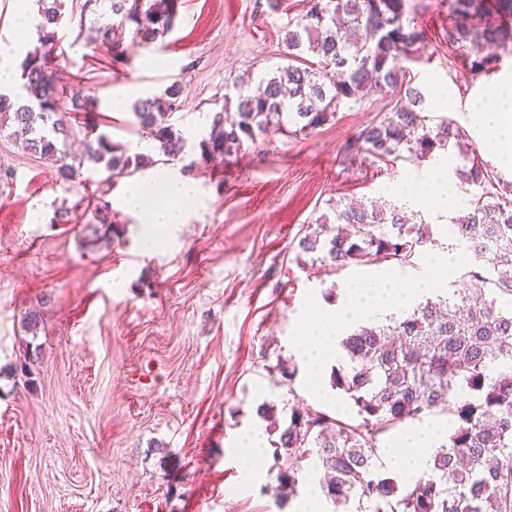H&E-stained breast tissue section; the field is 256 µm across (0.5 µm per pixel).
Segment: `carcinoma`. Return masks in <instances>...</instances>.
<instances>
[{
	"label": "carcinoma",
	"mask_w": 512,
	"mask_h": 512,
	"mask_svg": "<svg viewBox=\"0 0 512 512\" xmlns=\"http://www.w3.org/2000/svg\"><path fill=\"white\" fill-rule=\"evenodd\" d=\"M120 26L151 43L174 26L179 0H107ZM62 0H43L40 45L20 64L21 93L0 91V123L12 122L24 147L56 161L55 180L66 186L89 162L112 177L131 176L146 165L105 132L86 140L70 158L72 134L63 112H90L92 102L59 83L53 71L54 43L63 18ZM410 0H307V10L288 21L284 43L288 64L260 78L258 90L233 83L236 99L224 96L226 119L215 114L200 136L201 160L230 158L247 144H263L288 126L304 133L322 126L341 105L376 89L399 92L393 108L365 126L347 152L371 162L402 156L421 161L455 147L462 151L461 174L474 187L466 212L452 233L471 251L466 273L472 287L418 304L401 320L359 325L340 341L348 366L332 371V386L344 392L362 422L343 424L322 412L296 408L282 429L274 455L276 497L298 493L300 462H312L332 503H358L356 512H512V181L504 180L477 153L460 125H428L424 93L412 85L402 62L425 48V29L411 17ZM448 48L473 76L488 75L502 55L512 54V0H448ZM181 86L137 100L134 123L159 143L171 161L186 139L170 118ZM334 218L302 228L297 248L338 268L381 258L412 263L434 242L430 225L408 224L400 207L372 201L332 207ZM95 245L117 235L112 224H90ZM494 252L485 251V243ZM434 410L455 417L447 443L437 448L432 474L406 490L394 477H372L378 435Z\"/></svg>",
	"instance_id": "1"
}]
</instances>
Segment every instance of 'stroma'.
I'll return each mask as SVG.
<instances>
[{
	"mask_svg": "<svg viewBox=\"0 0 512 512\" xmlns=\"http://www.w3.org/2000/svg\"><path fill=\"white\" fill-rule=\"evenodd\" d=\"M83 2L63 0L57 74L96 100L101 131L131 144L141 139L134 102L180 81L173 123L184 151L137 177L175 171L196 181L198 195L185 223L165 227L164 245L148 250L142 215L122 205L135 177L112 184L100 167L59 185L49 160L0 131V512H296L310 485L279 502V434L256 408L274 405L283 425L294 406L360 423L329 379L312 390L296 339L304 322L345 304L347 285L389 267L313 263L297 249L302 226L340 199L390 201L431 226L432 243L401 268L417 280L435 251L447 249L456 212L400 194L424 163L348 158L347 145L395 103L390 89L342 105L311 133L279 134L223 164H200L198 140L224 107L227 81L286 65L284 34L307 0H283L269 18L255 15L254 0H180L164 38L144 44L123 31L122 62L94 39V27L111 19L108 5L86 12ZM413 3L429 40L418 61L405 64L412 83L432 121L472 130L476 108L512 82V57L495 73L468 75L445 40L446 0ZM20 6L0 0V43H12L19 25L31 32L16 66L38 43V0L27 15ZM62 207L70 223H53ZM103 217L118 238L87 245L84 226ZM35 306L40 354L25 374L21 321ZM280 364L296 367L292 382L283 383ZM256 429L266 448L247 482L244 437Z\"/></svg>",
	"mask_w": 512,
	"mask_h": 512,
	"instance_id": "stroma-1",
	"label": "stroma"
}]
</instances>
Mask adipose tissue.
I'll list each match as a JSON object with an SVG mask.
<instances>
[{"label":"adipose tissue","instance_id":"adipose-tissue-1","mask_svg":"<svg viewBox=\"0 0 512 512\" xmlns=\"http://www.w3.org/2000/svg\"><path fill=\"white\" fill-rule=\"evenodd\" d=\"M485 148L495 153L501 162L512 168V83L501 84L491 102L482 104L475 130ZM448 166L433 161L422 180L409 184L408 191L430 208L445 210L456 204L457 197L448 183ZM193 180L172 174L162 181L142 180L126 192L124 204L128 210L145 212L141 242L145 248L159 245L160 227L181 224L186 219V204L194 197ZM461 252L449 248L435 257L427 277L413 281L394 271L382 274L348 289V300L338 312L322 311L302 340L311 367L312 383H319L325 363L339 354L338 341L348 324L359 320L374 322L400 319L421 296L447 288L459 273ZM437 449V435L428 427L405 429L393 448L385 452L386 459L396 460L401 474L407 477L431 471Z\"/></svg>","mask_w":512,"mask_h":512}]
</instances>
